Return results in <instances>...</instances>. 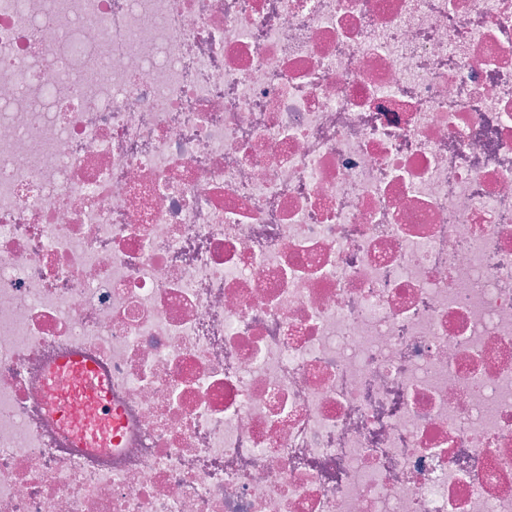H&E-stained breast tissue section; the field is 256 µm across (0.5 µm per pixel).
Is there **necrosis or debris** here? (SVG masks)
<instances>
[{"mask_svg":"<svg viewBox=\"0 0 512 512\" xmlns=\"http://www.w3.org/2000/svg\"><path fill=\"white\" fill-rule=\"evenodd\" d=\"M0 512H512V0H0ZM63 376L76 379L82 397L95 402L97 408L102 407L104 399L101 393L105 385L103 377L91 363L84 361L78 354H72L53 364L47 372L50 391L48 411L52 416L62 420L66 416L67 399L58 389L59 381Z\"/></svg>","mask_w":512,"mask_h":512,"instance_id":"4bbe7bcc","label":"necrosis or debris"}]
</instances>
